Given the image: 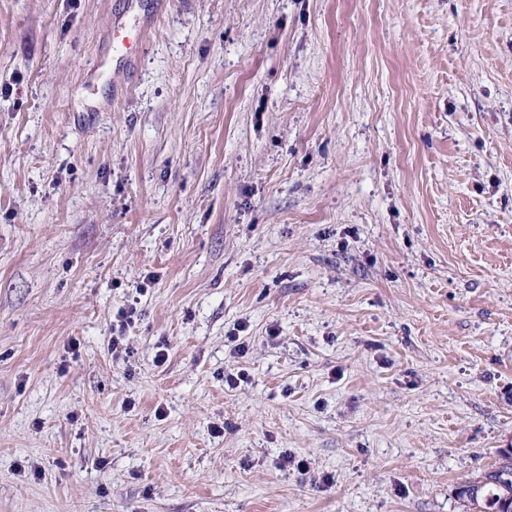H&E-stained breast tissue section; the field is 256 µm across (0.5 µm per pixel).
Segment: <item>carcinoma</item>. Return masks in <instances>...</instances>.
Wrapping results in <instances>:
<instances>
[{"label":"carcinoma","mask_w":512,"mask_h":512,"mask_svg":"<svg viewBox=\"0 0 512 512\" xmlns=\"http://www.w3.org/2000/svg\"><path fill=\"white\" fill-rule=\"evenodd\" d=\"M458 496L470 512H512V453H499V462L482 476L465 482Z\"/></svg>","instance_id":"obj_1"}]
</instances>
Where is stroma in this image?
Here are the masks:
<instances>
[{
	"label": "stroma",
	"instance_id": "obj_1",
	"mask_svg": "<svg viewBox=\"0 0 512 512\" xmlns=\"http://www.w3.org/2000/svg\"><path fill=\"white\" fill-rule=\"evenodd\" d=\"M130 3L0 0V512H463L512 448V0H150L87 86ZM149 28L139 21L132 25L112 26L111 41L113 48L126 64L135 62L141 55L147 42Z\"/></svg>",
	"mask_w": 512,
	"mask_h": 512
}]
</instances>
